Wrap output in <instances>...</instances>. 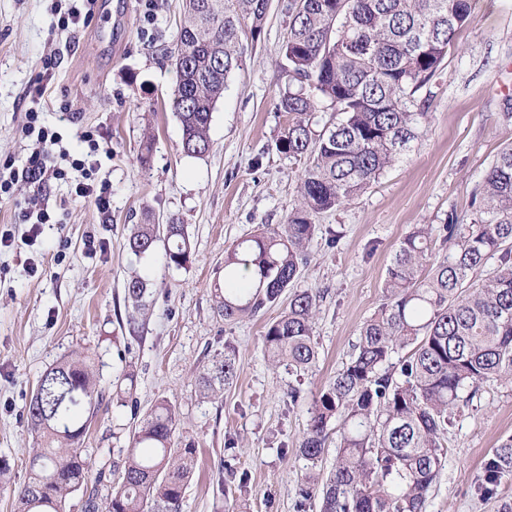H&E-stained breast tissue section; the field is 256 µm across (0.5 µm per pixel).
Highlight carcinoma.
Instances as JSON below:
<instances>
[{
	"mask_svg": "<svg viewBox=\"0 0 512 512\" xmlns=\"http://www.w3.org/2000/svg\"><path fill=\"white\" fill-rule=\"evenodd\" d=\"M185 20L171 51L172 104L184 153L210 148V126L230 75L242 66L241 35L261 34L270 0H183ZM476 0H288L280 107L290 117L277 150L307 159L299 195L285 223L241 239L224 255L215 310L226 321L255 316L294 287L319 215L342 207L377 181L423 134L425 102L416 94L475 22ZM342 118L312 128L316 112ZM473 211L443 225L446 251L433 256L429 226L401 240L387 269L378 311L361 328L348 362L312 399L298 451L307 462L300 497L320 498V512H423L444 466L452 418L493 379L512 380V145L477 185ZM164 243L166 263L192 256L182 224H137L128 240L136 256ZM490 258L497 267L475 275ZM146 280L126 285L143 302ZM317 295L295 292L266 324L264 356L289 374L318 359L313 323ZM234 345L199 375L200 396L216 399L238 378ZM103 400L91 358L77 349L40 376L27 422L38 438L28 480L13 492L15 512H67L83 492L84 512H181L198 449L174 446L176 408L152 406L134 431L119 468L89 480L83 443ZM340 426L329 476L316 473L328 428ZM512 479V437L484 458L478 490L497 494ZM111 493L99 497V485Z\"/></svg>",
	"mask_w": 512,
	"mask_h": 512,
	"instance_id": "1",
	"label": "carcinoma"
}]
</instances>
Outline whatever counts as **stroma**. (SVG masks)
I'll return each mask as SVG.
<instances>
[{"label": "stroma", "mask_w": 512, "mask_h": 512, "mask_svg": "<svg viewBox=\"0 0 512 512\" xmlns=\"http://www.w3.org/2000/svg\"><path fill=\"white\" fill-rule=\"evenodd\" d=\"M287 0H272L258 39L243 35L244 63L228 79L213 112L209 152L190 157L172 107L175 71L165 57L184 22L182 0H96L77 32L53 29L54 0H0V173L22 166L35 147L21 127L24 90L42 79L38 106L71 155L91 129L111 155H99L98 178L112 184L109 216L73 201L68 183L20 184L0 203V458L14 486L28 478L36 436L27 405L43 371L72 349L88 351L104 391L85 438L90 473L121 461L136 425L160 399L178 408L176 441H194L197 472L182 512H319L298 510L306 463L298 453L312 397L348 361L359 330L379 308L383 283L413 225L441 231L450 214L471 213L474 187L512 144V0H477L476 22L420 90L427 100L422 136L378 182L346 206L320 215L319 230L295 290L317 293L318 361L301 379L303 399L288 404L293 378L273 369L262 349L265 326L280 306L227 322L211 290L224 280V252L258 227L285 223L305 167L279 153L288 126L279 109ZM152 20H145V10ZM48 204L57 218L31 238L18 213ZM185 225L193 256L167 266L163 245L150 259L127 240L137 224ZM38 272L29 275V263ZM150 280L145 308L128 301L127 282ZM239 355V375L219 400L201 399L197 378L225 342ZM133 376V405L113 402ZM512 435V383H484L448 431V455L425 512H497L475 481L485 456ZM247 471L250 491L224 490V462Z\"/></svg>", "instance_id": "stroma-1"}]
</instances>
